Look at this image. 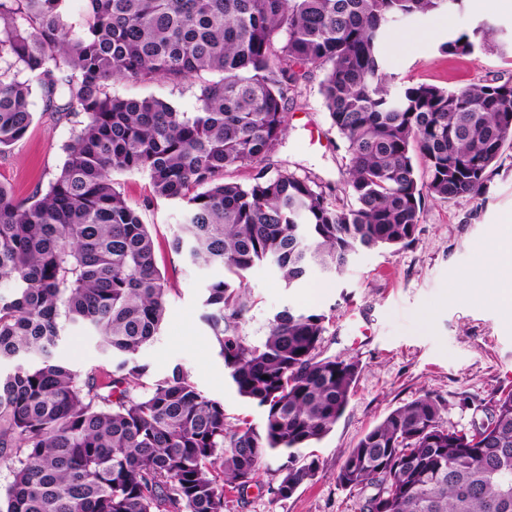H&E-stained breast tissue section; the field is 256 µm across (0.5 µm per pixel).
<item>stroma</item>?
I'll use <instances>...</instances> for the list:
<instances>
[{"label": "stroma", "instance_id": "obj_1", "mask_svg": "<svg viewBox=\"0 0 512 512\" xmlns=\"http://www.w3.org/2000/svg\"><path fill=\"white\" fill-rule=\"evenodd\" d=\"M483 20L512 34V13L493 8L487 0H464L459 10L394 22L385 39L386 73L398 84L444 89L482 78L512 82L511 55L474 58L440 49L449 33ZM401 35L405 43L395 46ZM323 77V68L307 69L288 105L287 134L264 166L271 175L288 170L310 177L341 200L349 156L319 94ZM112 91L123 97L161 98L185 112L197 105L196 88L190 84L118 82ZM31 102L34 121L29 131L0 153V183L20 201L47 188L63 164L62 146L70 135L68 124L43 113L40 95H33ZM113 179L148 224L157 265L173 285L157 336L137 356L146 367L145 386L182 367L205 396L223 405L228 423L245 420L263 429L264 409L237 393L205 321V289L223 277V270L191 264L170 249L182 222L181 208L156 198L147 174L117 172ZM510 213L512 148L490 175L481 200L425 198L414 242L398 251L363 250L342 276L314 267L293 285L271 264L248 273L246 284L257 304L242 327L247 343L259 344L283 309L322 312L330 318L322 354L357 360L361 373L342 417L313 447L316 476L290 497H274L269 488L280 478L283 459L267 457L256 484L230 495L229 512H359L357 492L337 482L343 452L388 413L427 393L445 404L448 423L465 425L477 406L512 390V309L459 293L494 238L512 233L504 222ZM55 354L81 373L112 368L111 357L100 351L97 336L86 328H66Z\"/></svg>", "mask_w": 512, "mask_h": 512}]
</instances>
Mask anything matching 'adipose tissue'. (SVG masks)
Listing matches in <instances>:
<instances>
[{
  "label": "adipose tissue",
  "instance_id": "1",
  "mask_svg": "<svg viewBox=\"0 0 512 512\" xmlns=\"http://www.w3.org/2000/svg\"><path fill=\"white\" fill-rule=\"evenodd\" d=\"M466 294L507 306L512 304V237L496 239L489 259L466 278Z\"/></svg>",
  "mask_w": 512,
  "mask_h": 512
}]
</instances>
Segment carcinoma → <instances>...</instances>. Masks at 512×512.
<instances>
[{"label": "carcinoma", "instance_id": "1", "mask_svg": "<svg viewBox=\"0 0 512 512\" xmlns=\"http://www.w3.org/2000/svg\"><path fill=\"white\" fill-rule=\"evenodd\" d=\"M68 2L0 0V152L31 126L35 85L43 112L71 124L44 192L22 202L0 183V359L39 358L0 375L3 512H225L226 489L250 486L271 452L285 462L268 491L286 498L316 476L306 449L342 417L361 368L322 356L323 313L286 308L247 343V273L270 261L290 285L314 266L340 275L360 248L411 244L424 197L481 199L512 147V82L392 87L389 23L463 0H85L77 20ZM442 49L505 42L480 23ZM309 66L325 70L320 94L347 144L346 204L286 170L224 180L275 150ZM162 79L196 85V111L112 93ZM115 172L145 173L155 196L182 204L174 253L224 269L205 320L239 395L264 408L262 431L228 424L179 367L144 390L135 356L171 284ZM67 323L123 356L107 381L55 357ZM488 404L459 428L440 400L416 397L345 453L339 484L362 512H512V391Z\"/></svg>", "mask_w": 512, "mask_h": 512}]
</instances>
